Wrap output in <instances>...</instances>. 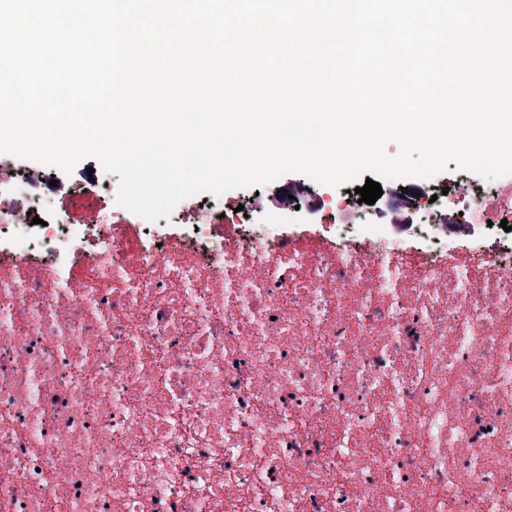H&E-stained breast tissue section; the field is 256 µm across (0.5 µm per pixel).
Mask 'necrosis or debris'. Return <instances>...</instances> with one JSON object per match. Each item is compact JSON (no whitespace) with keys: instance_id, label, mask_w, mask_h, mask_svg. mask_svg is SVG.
<instances>
[{"instance_id":"necrosis-or-debris-1","label":"necrosis or debris","mask_w":512,"mask_h":512,"mask_svg":"<svg viewBox=\"0 0 512 512\" xmlns=\"http://www.w3.org/2000/svg\"><path fill=\"white\" fill-rule=\"evenodd\" d=\"M26 186L0 512H512V174L303 222L77 224Z\"/></svg>"}]
</instances>
